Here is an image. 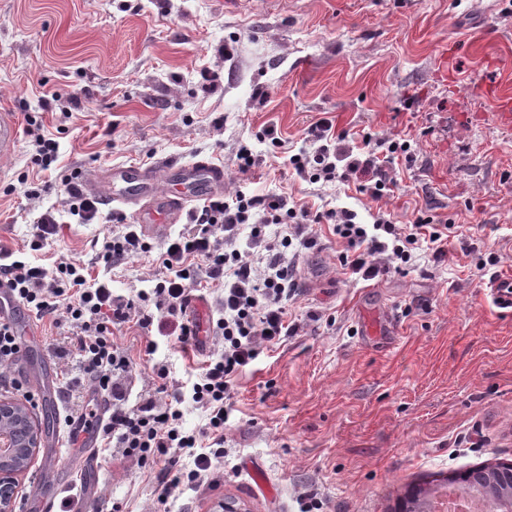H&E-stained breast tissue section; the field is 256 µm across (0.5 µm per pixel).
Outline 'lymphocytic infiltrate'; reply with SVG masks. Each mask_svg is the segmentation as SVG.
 Wrapping results in <instances>:
<instances>
[{"label": "lymphocytic infiltrate", "mask_w": 512, "mask_h": 512, "mask_svg": "<svg viewBox=\"0 0 512 512\" xmlns=\"http://www.w3.org/2000/svg\"><path fill=\"white\" fill-rule=\"evenodd\" d=\"M307 137L318 148L290 156L298 176L312 183L351 182L375 201L388 197L395 183L392 166L405 152V138L367 136L361 148L353 149L344 146V134H333L326 122L309 127ZM335 140L343 144L340 154L346 164L341 168L332 159L330 144ZM357 217L356 211L346 208L314 212L289 204L286 197L261 194L238 183L232 191L205 200L186 227L168 236L161 248H153L132 225L104 239L100 258L109 269L149 253L154 256L148 272L150 289L124 299L113 294L111 278L91 277L88 264L78 256L62 255L49 265L31 260V253L44 249L59 230L54 213L47 211L33 223L27 251L0 250V280L36 319L68 325L79 372L70 385L74 392L86 383L94 391L116 393L135 372V363L113 339L114 327L133 321L163 334L172 326L178 341L191 345L196 329L187 315L190 293L196 287L216 292L219 317L213 331L223 348L205 362L190 390L168 388V370L155 365L161 381L156 394L133 410L113 407L100 427L142 466L158 467V481L167 497L196 486L213 460L223 457L228 420L224 401L233 377L255 361L264 346L293 333L286 304L296 291L297 264L288 253L316 244L314 225H332L348 246L340 256L342 266L366 280L376 277L384 264L410 266L422 248L434 260H442L454 227L451 220L430 216L400 226L381 210L369 224L359 223ZM243 224L251 225L252 239L241 249L236 242ZM269 224L279 227L277 242L264 240L263 229ZM167 392L171 400L159 403V395ZM185 402L205 411L204 429L185 427ZM207 440L212 443L208 449L203 446ZM182 453L192 456V468L179 466L176 457Z\"/></svg>", "instance_id": "1"}]
</instances>
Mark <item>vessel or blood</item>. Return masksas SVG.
<instances>
[{
	"label": "vessel or blood",
	"mask_w": 512,
	"mask_h": 512,
	"mask_svg": "<svg viewBox=\"0 0 512 512\" xmlns=\"http://www.w3.org/2000/svg\"><path fill=\"white\" fill-rule=\"evenodd\" d=\"M475 93L491 105L499 125L512 126V87L496 78L484 79ZM17 142L16 123L1 112L0 155L13 151ZM78 183L118 211L129 212L142 234L161 237L169 225L181 223L190 205L223 192L224 168L209 160L182 163L162 158L149 165H116L103 173L79 177ZM97 439L96 419H84L72 435L67 469L86 467Z\"/></svg>",
	"instance_id": "1"
}]
</instances>
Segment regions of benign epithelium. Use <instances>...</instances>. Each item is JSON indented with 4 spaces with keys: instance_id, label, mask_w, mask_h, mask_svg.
<instances>
[{
    "instance_id": "obj_1",
    "label": "benign epithelium",
    "mask_w": 512,
    "mask_h": 512,
    "mask_svg": "<svg viewBox=\"0 0 512 512\" xmlns=\"http://www.w3.org/2000/svg\"><path fill=\"white\" fill-rule=\"evenodd\" d=\"M39 444L40 432L27 405L0 399V512H15L19 478Z\"/></svg>"
}]
</instances>
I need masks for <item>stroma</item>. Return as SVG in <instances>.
<instances>
[{
  "label": "stroma",
  "instance_id": "1",
  "mask_svg": "<svg viewBox=\"0 0 512 512\" xmlns=\"http://www.w3.org/2000/svg\"><path fill=\"white\" fill-rule=\"evenodd\" d=\"M491 58L512 82V0H0V106L20 120L45 92L82 101L72 116L44 114L56 167L37 170L24 133L0 156V248H22L34 218L51 210L60 231L41 258L75 253L104 274L103 239L126 221L105 205L102 222L75 223L60 174L166 156L230 174L243 144L256 157L248 179L263 192L347 207L365 222L382 210L400 224L426 213L456 225L443 261L368 281L341 266L346 243L318 225L288 302L296 333L233 379L224 456L201 486L161 500L153 471L104 447L95 469L42 479L48 455H66L65 408L81 406L59 397L31 410L44 445L20 497L38 477L52 512H75L88 482L102 512H215L227 497L250 512H303L312 501L321 512H394L408 486L436 495L448 474L512 463V312L490 296L512 276V129L471 94ZM205 68L220 73L217 87ZM324 121L350 147L367 134L411 139L389 197L288 170V155L310 147L307 129ZM372 317L382 330L364 335ZM34 326L13 376L47 373L65 387L68 326ZM114 336L137 365L130 409L158 386L154 364L188 387L221 348L214 335L201 350L161 336L151 355L131 323ZM253 464L273 493L254 483Z\"/></svg>",
  "mask_w": 512,
  "mask_h": 512
}]
</instances>
